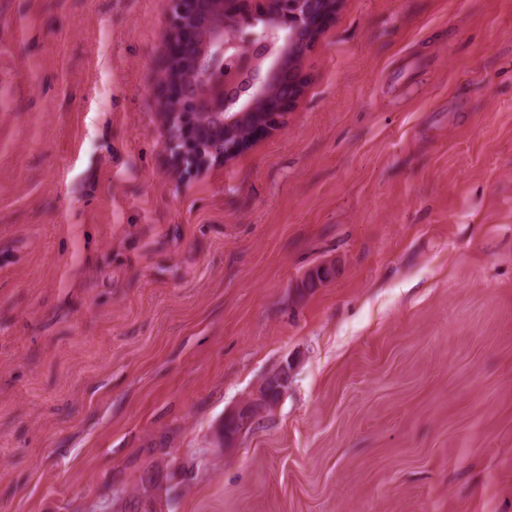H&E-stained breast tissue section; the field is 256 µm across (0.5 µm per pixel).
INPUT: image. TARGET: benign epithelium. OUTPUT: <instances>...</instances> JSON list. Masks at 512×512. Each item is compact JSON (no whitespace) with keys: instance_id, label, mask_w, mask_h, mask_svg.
<instances>
[{"instance_id":"benign-epithelium-1","label":"benign epithelium","mask_w":512,"mask_h":512,"mask_svg":"<svg viewBox=\"0 0 512 512\" xmlns=\"http://www.w3.org/2000/svg\"><path fill=\"white\" fill-rule=\"evenodd\" d=\"M338 0H166L168 54L158 76L174 172L228 160L278 130L303 85L300 61ZM336 276V261L309 269L304 284ZM267 409L265 391L224 413L249 426Z\"/></svg>"}]
</instances>
